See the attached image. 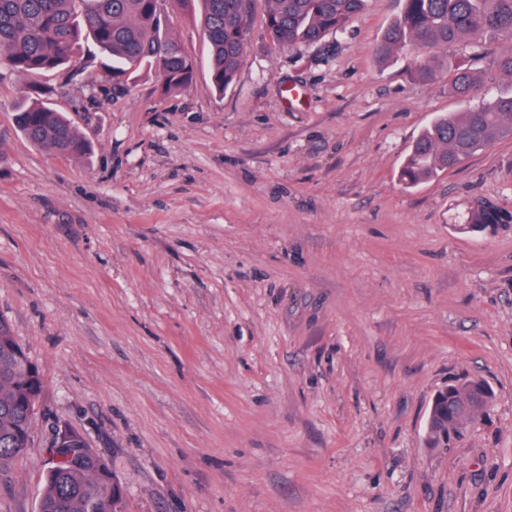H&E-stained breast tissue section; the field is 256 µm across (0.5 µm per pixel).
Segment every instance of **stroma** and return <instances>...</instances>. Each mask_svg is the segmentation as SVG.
I'll list each match as a JSON object with an SVG mask.
<instances>
[{
    "instance_id": "35a3bbf8",
    "label": "stroma",
    "mask_w": 512,
    "mask_h": 512,
    "mask_svg": "<svg viewBox=\"0 0 512 512\" xmlns=\"http://www.w3.org/2000/svg\"><path fill=\"white\" fill-rule=\"evenodd\" d=\"M195 63L115 86L92 43L52 88L93 146L15 129L0 74V316L40 372L32 441L0 512H38L56 427L111 459L124 512H512V138L416 186L403 160L463 108L376 47L399 0L317 45L261 28L214 92L198 14L169 0ZM495 397L431 448L435 393ZM512 213L495 206H481L471 212L466 229L480 230L486 224H511Z\"/></svg>"
}]
</instances>
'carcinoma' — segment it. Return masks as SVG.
Wrapping results in <instances>:
<instances>
[{"label": "carcinoma", "mask_w": 512, "mask_h": 512, "mask_svg": "<svg viewBox=\"0 0 512 512\" xmlns=\"http://www.w3.org/2000/svg\"><path fill=\"white\" fill-rule=\"evenodd\" d=\"M202 4L213 88L224 92L235 80L251 42L255 0H179ZM264 38L278 47L316 44L342 30L365 0H266ZM400 15L377 47L382 61L410 58L412 79L431 83L451 74L448 92L466 103L457 113L434 118L413 143L401 169L408 186L457 166L495 141L512 135V87L490 94V85L512 81V50L492 58L477 76L463 53L487 44L512 41V0H400ZM158 0H0V64L20 77L76 65L81 42L89 39L112 62L119 84L143 69H155L165 90H177L193 78L194 63L182 44L157 17ZM18 132L39 149L84 158L88 141L57 111L47 92L34 99L23 92L14 108ZM512 213L495 206L471 212L465 228L511 224ZM18 346L9 322L0 317V473L31 442L37 404L18 398L25 371L15 364ZM492 400L479 380L448 387V402H436L426 441L436 447L441 435H461ZM97 459L79 463L44 461L41 512H123L112 507V489L96 474Z\"/></svg>", "instance_id": "obj_1"}]
</instances>
